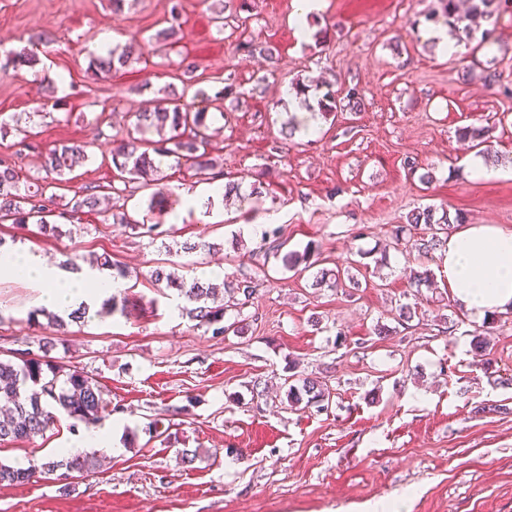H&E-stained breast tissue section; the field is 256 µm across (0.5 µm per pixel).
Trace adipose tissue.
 <instances>
[{
    "instance_id": "1",
    "label": "adipose tissue",
    "mask_w": 512,
    "mask_h": 512,
    "mask_svg": "<svg viewBox=\"0 0 512 512\" xmlns=\"http://www.w3.org/2000/svg\"><path fill=\"white\" fill-rule=\"evenodd\" d=\"M440 253L446 284L473 319L512 309V231L471 224L449 235ZM10 255L25 281L39 285V305L59 312L123 287L109 275L72 272L29 252L14 249Z\"/></svg>"
}]
</instances>
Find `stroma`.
Segmentation results:
<instances>
[{"label":"stroma","mask_w":512,"mask_h":512,"mask_svg":"<svg viewBox=\"0 0 512 512\" xmlns=\"http://www.w3.org/2000/svg\"><path fill=\"white\" fill-rule=\"evenodd\" d=\"M247 3L245 25L220 31L211 17L224 0H182L173 51L105 75L89 63L106 34H155L169 0L121 12L111 0H0V157L29 183L43 175L41 151L87 145L58 191L56 234L5 223L0 240L58 264L74 256L85 267L106 253L128 271L126 288L68 324L54 350L97 382L108 406L101 426L122 452L65 491L49 480L0 486V512H375L398 500L403 512H512V311L480 325L445 286L438 258L392 244L394 227L429 204L512 231V97L486 82L494 73L512 83V0L488 25L490 46L468 43L450 57L422 36L438 0H323L311 23L328 32L319 45L290 23L292 0ZM249 41L271 45L277 64L250 55ZM27 46L35 65L5 68L7 52ZM185 59L198 62L193 86L211 97L216 170L240 197L200 218L189 197L199 181L172 160L159 170L168 200L152 205L138 189L119 201L151 233L132 234L108 210L63 217L75 193L111 182L113 149L159 89L179 84ZM229 78L241 98L226 120L216 94ZM295 81L319 96L357 88L363 105L319 120L315 136L285 138L278 90ZM470 125L486 127L501 176L470 172L458 137ZM427 171L432 182H421ZM271 212L287 250L313 245L319 267L358 269L360 287L317 286L314 271L260 251ZM200 241L208 249L185 252ZM166 260L188 278L211 280L214 263L250 278L244 332L195 327L176 291L149 280ZM424 269L432 287L414 288L411 275ZM37 295L0 269L1 358L37 351L50 335L30 319ZM415 299L416 317L399 322V304ZM116 302L124 312H112ZM479 328L490 341L484 358L470 345ZM340 331L348 345L337 346ZM291 375L325 378L328 411L290 403ZM86 430L59 415L44 435L0 444V461L81 453ZM186 448L196 453L189 464L179 460Z\"/></svg>","instance_id":"1"}]
</instances>
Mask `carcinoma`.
<instances>
[{
  "label": "carcinoma",
  "mask_w": 512,
  "mask_h": 512,
  "mask_svg": "<svg viewBox=\"0 0 512 512\" xmlns=\"http://www.w3.org/2000/svg\"><path fill=\"white\" fill-rule=\"evenodd\" d=\"M468 14L485 21H491L498 15L501 0H467ZM440 13L434 20H443L448 25L457 42L469 41L474 30L467 24L466 16L459 11L458 0H439ZM179 42L178 25L172 23L147 38L132 37L125 45H117L104 55L92 60V67L98 72L117 73L131 64L144 51L165 55ZM191 86L182 91L170 90L150 104L137 115L134 131L128 133L112 153L114 177L123 185H139L141 188L152 186L156 181L158 166L153 155L173 154L184 160L195 175L209 180L215 168L211 156L212 141L207 122L208 112L200 103L209 100L201 90L188 95ZM319 114L328 118L342 111L361 110L363 98L360 91L353 87L341 97L327 92L317 101ZM155 131L160 139L153 141L145 138L149 131ZM85 153L81 144H62L42 153V169L45 172L43 183L23 185L20 183L16 164L6 158L0 159V222L13 224H35L45 235L56 233L57 225L49 221L55 194L47 190L55 182L63 181L65 174L72 170L75 157ZM112 198V192L102 194L92 192L75 200L71 213H92L100 209L102 201ZM460 215L450 216L447 208L434 206L414 209L407 216V225H399L395 231V240L399 241L406 227L417 229L424 225L422 235L414 240L415 249L424 254L441 247L444 240L438 237V231L447 224H461ZM265 253L279 254L284 242L279 240L274 229L261 234ZM310 246L303 252L292 251L282 255L283 266L289 270L313 265ZM155 285H165L174 289L184 299L186 315L197 325L212 330V335L220 336L230 331L240 333V320L224 323L228 307L241 308L253 298L256 288L248 279L224 281L223 287L205 283L197 278L190 281L179 278L158 267L152 271ZM232 298L231 305L224 303V296ZM57 346V340L42 342V354H29L25 358L13 357L0 359V443L31 440L44 434L54 424L55 412H60L84 423L96 426L103 408V398L96 382L64 361L53 360L49 356ZM288 400L294 404L305 403L307 408L321 411L329 407L330 390L326 383L317 378L305 377L298 384H291L287 391ZM95 454H77L67 459L48 458L29 467H14L0 464V485H23L35 478L45 477L63 483L78 478L97 467Z\"/></svg>",
  "instance_id": "1"
}]
</instances>
